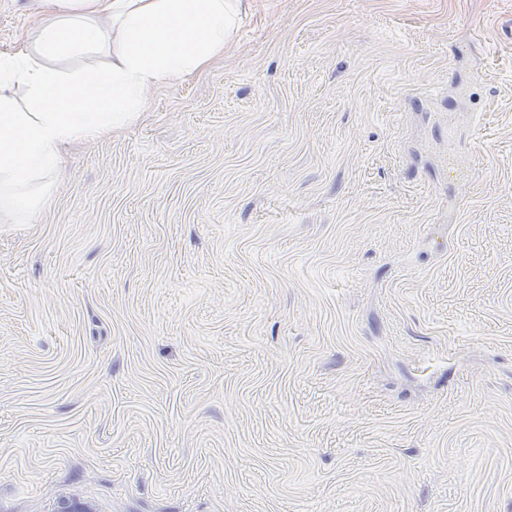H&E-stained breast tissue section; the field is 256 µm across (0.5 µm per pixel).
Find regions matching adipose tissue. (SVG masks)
I'll return each instance as SVG.
<instances>
[{
	"instance_id": "ef3b65f1",
	"label": "adipose tissue",
	"mask_w": 512,
	"mask_h": 512,
	"mask_svg": "<svg viewBox=\"0 0 512 512\" xmlns=\"http://www.w3.org/2000/svg\"><path fill=\"white\" fill-rule=\"evenodd\" d=\"M25 46L0 53V211L43 200L65 149L129 126L154 86L223 56L243 0H43ZM103 56L68 69L62 60ZM23 89L16 98L15 89Z\"/></svg>"
}]
</instances>
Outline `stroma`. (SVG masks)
<instances>
[{
  "mask_svg": "<svg viewBox=\"0 0 512 512\" xmlns=\"http://www.w3.org/2000/svg\"><path fill=\"white\" fill-rule=\"evenodd\" d=\"M64 498L512 512V0H244L0 216V512Z\"/></svg>",
  "mask_w": 512,
  "mask_h": 512,
  "instance_id": "35a3bbf8",
  "label": "stroma"
}]
</instances>
